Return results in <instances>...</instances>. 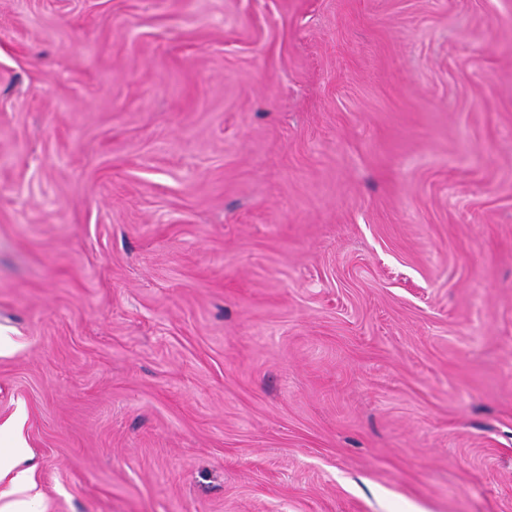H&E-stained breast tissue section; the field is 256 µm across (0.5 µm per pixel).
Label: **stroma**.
<instances>
[{
    "instance_id": "obj_1",
    "label": "stroma",
    "mask_w": 512,
    "mask_h": 512,
    "mask_svg": "<svg viewBox=\"0 0 512 512\" xmlns=\"http://www.w3.org/2000/svg\"><path fill=\"white\" fill-rule=\"evenodd\" d=\"M19 439L38 512H512V0H0Z\"/></svg>"
}]
</instances>
